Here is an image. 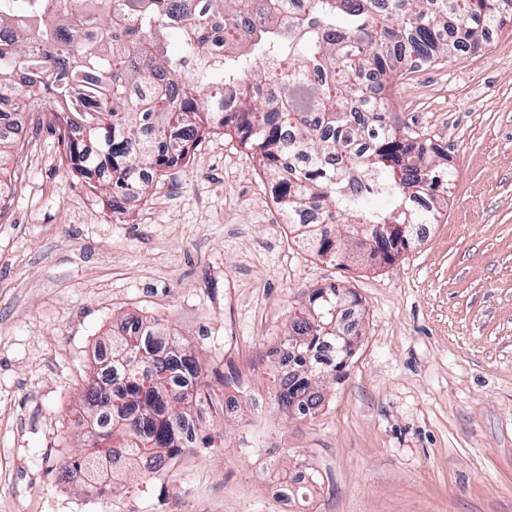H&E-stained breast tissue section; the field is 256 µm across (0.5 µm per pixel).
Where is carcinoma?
<instances>
[{"label": "carcinoma", "mask_w": 512, "mask_h": 512, "mask_svg": "<svg viewBox=\"0 0 512 512\" xmlns=\"http://www.w3.org/2000/svg\"><path fill=\"white\" fill-rule=\"evenodd\" d=\"M512 23V0H0V102L58 132L62 161L90 191L112 188V212L186 165L220 130L250 151L285 219L308 249L337 266L389 263L448 206L435 188L455 177L448 154L391 121L385 93L411 70L477 49ZM23 146L0 131V204ZM335 283L315 289L283 341L293 357L272 405L312 414L327 378L341 379L355 341L341 327L356 305ZM327 343L336 363L306 360ZM125 380L100 408L93 472L118 441L126 455L170 470L182 424L224 410L208 369L174 332L136 322L112 334Z\"/></svg>", "instance_id": "carcinoma-1"}]
</instances>
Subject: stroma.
<instances>
[{"label": "stroma", "mask_w": 512, "mask_h": 512, "mask_svg": "<svg viewBox=\"0 0 512 512\" xmlns=\"http://www.w3.org/2000/svg\"><path fill=\"white\" fill-rule=\"evenodd\" d=\"M389 88L399 125L448 153V208L393 263L337 268L289 231L251 154L223 134L113 216L26 126L0 210V512H277L272 470L316 473L304 512H512V27ZM356 292L357 343L315 414L269 408V351L317 288ZM163 320L202 366L231 355L248 396L204 415L211 448L170 476L140 460L105 495L66 481L113 326ZM263 435L268 464L238 446Z\"/></svg>", "instance_id": "stroma-1"}]
</instances>
